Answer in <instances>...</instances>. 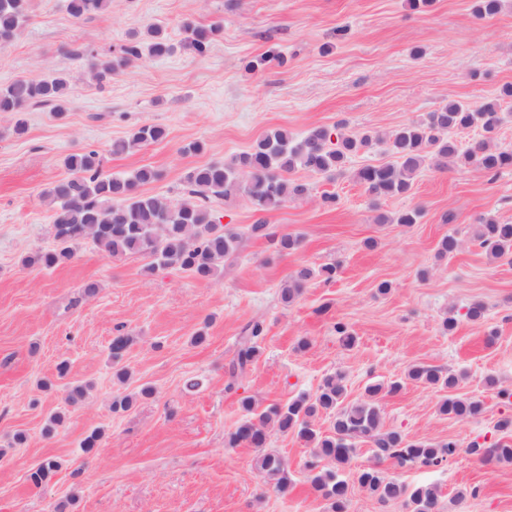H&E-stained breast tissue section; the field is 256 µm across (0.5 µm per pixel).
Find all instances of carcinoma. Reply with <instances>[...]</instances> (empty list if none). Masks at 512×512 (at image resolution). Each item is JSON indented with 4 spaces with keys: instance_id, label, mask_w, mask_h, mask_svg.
<instances>
[{
    "instance_id": "carcinoma-1",
    "label": "carcinoma",
    "mask_w": 512,
    "mask_h": 512,
    "mask_svg": "<svg viewBox=\"0 0 512 512\" xmlns=\"http://www.w3.org/2000/svg\"><path fill=\"white\" fill-rule=\"evenodd\" d=\"M112 0H67L71 17L82 19L109 8ZM501 0H476L475 14L484 19L498 13ZM29 0H0V46L12 41L26 20ZM183 46L198 55L207 53L211 38L219 27L197 28L188 23ZM149 39L135 37L119 46L110 59L100 60L93 52H78L87 59L99 81H104L131 60L145 55L161 58L174 51V45L157 27L148 31ZM69 81L64 75L41 80L17 79L0 87V112L19 114L30 106H48L58 115L66 111ZM500 99L471 106L450 100L420 122L402 126L390 138L387 151L390 160L380 165H365L354 172L355 181L376 199L407 194L414 177L428 161L438 170L448 163L476 165L497 174L512 169V150H494V139L502 123ZM478 127L483 138L460 145L450 133ZM166 137L163 127L155 124L139 126L124 140L112 143V153L121 154L156 143ZM384 138L370 135L344 134L338 127H315L302 135L285 129H274L255 142L249 150L229 162H213L188 171L187 195L177 201L148 195L140 187L155 181L159 173L143 166L130 173H111L105 169L103 154L96 149H80L66 156L69 176L52 183L42 198L53 205L52 234L55 246L36 250L22 259L27 268L50 270L72 261L78 246L89 240L114 258L141 254L150 259L149 270L175 269L198 280H211L220 272L224 260L239 252L245 241H271L283 255L296 250L300 238L279 234L264 218L257 219L245 230L223 224L212 210L215 200L243 194L256 212L263 214L281 208L309 193V184L296 177L298 171L329 177L342 167L349 155ZM474 239L485 253L496 261L512 263V224L486 219L476 226ZM339 265L327 264L315 270L302 266L281 287V299L290 303L300 296L308 282L320 276L326 282L336 279ZM264 333L260 320L251 321L241 331L235 358L229 367L231 379L243 375L261 354L259 340ZM409 378L428 385L453 388L457 378L452 374L425 366H417ZM403 388L399 381L387 385L370 384L366 398L357 404H344L345 387L337 374L323 380L311 398L299 397L283 406L258 410L249 398L241 400L247 416L229 433L227 447L253 448L257 451L256 469L277 479L280 490L288 487V463L281 456L265 451L269 426L287 435L295 434L312 446V460L306 468L314 493L329 501L330 512H347L349 481L370 490L382 502L401 500L410 512H442L439 494L427 485L411 487L389 476L381 463L387 459L401 469L435 467L456 457L461 448L454 440L432 443L409 440L396 431L383 429L379 396L394 395ZM439 411L456 419L473 418L482 411L478 400L448 397ZM321 412L332 417L330 433L314 427L313 419ZM369 439L376 452L374 464L358 469L344 478L320 469L329 461L338 467L348 465L356 452V443ZM466 452L482 462H512V442L499 440L486 447L473 442ZM59 464L52 458L41 461L29 475L36 488L46 486Z\"/></svg>"
}]
</instances>
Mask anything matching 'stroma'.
Listing matches in <instances>:
<instances>
[{
    "instance_id": "35a3bbf8",
    "label": "stroma",
    "mask_w": 512,
    "mask_h": 512,
    "mask_svg": "<svg viewBox=\"0 0 512 512\" xmlns=\"http://www.w3.org/2000/svg\"><path fill=\"white\" fill-rule=\"evenodd\" d=\"M474 0H112L111 8L76 20L65 0H30L21 32L0 48V87L16 79L66 75L67 110L33 106L0 113V512H329L305 464L311 448L296 435L271 432L268 448L288 461L291 482L277 490L255 467L254 449L228 448L242 421L240 401L261 407L313 396L322 380L343 374L347 403L373 382L404 380L381 397L382 424L408 439L455 440L459 456L438 467L383 469L408 485L441 494L443 512H512V464L467 454L471 442L494 443L497 420L512 415V264L491 260L474 226L492 217L512 224V169L492 175L473 166L441 172L424 165L410 193L377 200L352 177L388 161L379 143L353 156L333 179L309 177L307 198L266 213L277 232L301 236L281 256L267 240L246 241L216 281L172 269L148 271L140 254L113 258L92 242L51 270L23 267L24 256L53 247L52 206L41 193L67 177L65 157L89 147L115 172L141 166L159 177L146 192L183 196L186 172L224 162L275 128L300 134L316 126L389 137L451 100L478 105L512 84V0L488 20ZM218 24L209 52L181 49L185 23ZM158 26L176 43L163 58L142 57L111 80L92 79L77 52L105 57L135 33ZM285 67L251 70L268 50ZM27 131L16 135L17 119ZM165 127L166 138L123 155L113 140L140 125ZM205 146L188 153L189 143ZM338 200L323 205V192ZM420 209L418 223H395ZM456 235L451 256L440 240ZM339 262L332 283L313 279L290 304L280 289L302 265ZM388 282L381 295L377 287ZM95 293H87L88 284ZM475 301L483 323L468 321ZM453 331H444L445 317ZM263 321L261 355L230 379L242 327ZM346 324L358 343L345 349L335 330ZM130 336L128 371L118 381L109 346ZM203 344H194L197 334ZM308 340L300 349V340ZM68 362L66 379L57 366ZM453 373L454 393L482 402L459 420L438 411L443 389L407 380L411 366ZM87 385L85 404H65V386ZM130 396L128 411L112 410ZM62 423L52 435L50 417ZM100 430L92 454L84 437ZM60 468L41 489L27 481L44 458Z\"/></svg>"
}]
</instances>
